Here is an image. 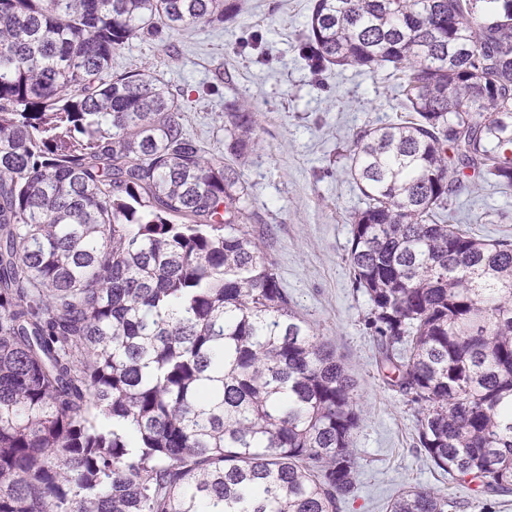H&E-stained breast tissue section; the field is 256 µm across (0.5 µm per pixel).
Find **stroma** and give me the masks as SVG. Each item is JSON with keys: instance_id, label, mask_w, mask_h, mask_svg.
Returning <instances> with one entry per match:
<instances>
[{"instance_id": "obj_1", "label": "stroma", "mask_w": 512, "mask_h": 512, "mask_svg": "<svg viewBox=\"0 0 512 512\" xmlns=\"http://www.w3.org/2000/svg\"><path fill=\"white\" fill-rule=\"evenodd\" d=\"M236 16L134 39L112 58L116 72L146 71L178 99L188 132L211 153L224 150V106L247 104L257 143L232 164L250 191V232L273 262L298 314L344 361L361 398L353 446L357 492L342 512H387L401 491L447 492L455 512H512V496L486 504L475 484L436 469L416 446L413 411L380 372L371 304L354 288L349 220L365 200L347 169L355 133L401 114L387 71L332 68L313 75L300 53L312 0H238ZM450 223L479 239L512 238V192L468 186Z\"/></svg>"}]
</instances>
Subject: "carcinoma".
Masks as SVG:
<instances>
[{"mask_svg": "<svg viewBox=\"0 0 512 512\" xmlns=\"http://www.w3.org/2000/svg\"><path fill=\"white\" fill-rule=\"evenodd\" d=\"M313 0L302 57L400 79L366 126L348 262L417 447L512 493V240L448 223L512 190V0ZM235 0H0V512H340L360 398L246 230L247 188L174 95L112 72ZM225 149L255 142L231 102ZM434 487L389 512H448Z\"/></svg>", "mask_w": 512, "mask_h": 512, "instance_id": "1", "label": "carcinoma"}]
</instances>
